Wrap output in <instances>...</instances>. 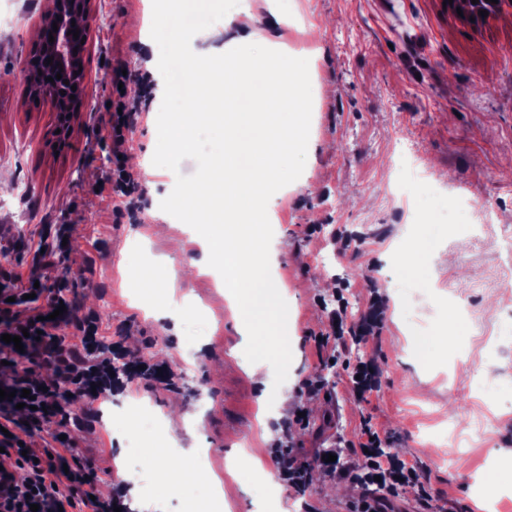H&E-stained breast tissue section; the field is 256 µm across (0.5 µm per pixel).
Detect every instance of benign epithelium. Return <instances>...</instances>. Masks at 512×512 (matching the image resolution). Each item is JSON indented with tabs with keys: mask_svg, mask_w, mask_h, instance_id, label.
Wrapping results in <instances>:
<instances>
[{
	"mask_svg": "<svg viewBox=\"0 0 512 512\" xmlns=\"http://www.w3.org/2000/svg\"><path fill=\"white\" fill-rule=\"evenodd\" d=\"M512 0H498L494 4L489 0H479L473 4L471 0H453V5L462 9L464 19L475 18L474 24L484 25L495 18L503 8V5ZM488 11V16L478 14V11ZM91 11V0H54L51 21L41 31L40 50L38 55L28 65L21 67L23 79L28 87L35 84L36 72L47 65V58H53L50 69L54 72L63 71V74L71 76V81L78 86L84 79L85 70L79 69L84 64L85 45L81 44L83 37L88 35V17ZM58 30H53V26ZM79 30L78 37H73L72 31ZM54 37V42H49V37ZM39 92L45 96L56 114L57 125L60 129L57 138L68 135L71 122L79 116L83 109L80 98L70 99L61 95L56 89L44 87Z\"/></svg>",
	"mask_w": 512,
	"mask_h": 512,
	"instance_id": "1",
	"label": "benign epithelium"
}]
</instances>
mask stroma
Returning a JSON list of instances; mask_svg holds the SVG:
<instances>
[{
    "label": "stroma",
    "mask_w": 512,
    "mask_h": 512,
    "mask_svg": "<svg viewBox=\"0 0 512 512\" xmlns=\"http://www.w3.org/2000/svg\"><path fill=\"white\" fill-rule=\"evenodd\" d=\"M23 21L0 29V179L13 196L28 185L32 199L0 207V273L35 277L36 246L53 224L70 227L71 297L80 314H95L99 332L118 335L123 350L171 364L173 387L140 380L111 398L72 406L69 433L77 456L90 459L85 493L96 496L111 475L102 459L131 444L172 436L179 445L207 449L208 472L223 476V503L207 483L187 484L167 496L165 512H255L258 486L225 476V459L244 452L262 460L283 502L309 512H352L357 484L309 471L304 496L283 482L268 445L274 428L304 411L307 425L288 430L289 454L308 464L338 441H358L363 421L428 474L442 512H478L475 484L489 468L508 498L495 512H512V271L503 287H471L469 280L497 266L499 225L512 226V7L474 30L446 11L441 0H248L234 7L196 50L258 42L309 61L312 118L303 173L270 199L275 262L271 275L285 289L293 359L280 391L287 410L269 409L266 441L256 416L265 387L249 371L231 310L214 280L198 274L202 254L193 230L172 220L168 237L142 239L175 180L139 184L137 223L121 216V198L106 176L131 154L153 155L163 91L155 79L158 50L140 23L143 0H92L82 93L85 108L66 147L46 141L54 116L27 93L20 73L39 42L51 0H10ZM287 15L280 23L276 14ZM126 71L154 82L125 95L137 110L124 141L106 137L113 89L108 79ZM411 141L429 169L412 182L407 165L392 164L401 141ZM322 230L307 236L309 225ZM359 234V252L343 251V237ZM134 259L160 272L171 315L159 319L137 284H122L120 266ZM346 285L349 318L365 309L370 287L383 299L381 335L349 350L372 360L381 388L358 400L333 346L317 348L328 332L333 293ZM464 336L433 353L430 337L451 326ZM206 352H199V344ZM320 380V395L297 394L300 379ZM157 418L143 438L132 439L119 413L129 401Z\"/></svg>",
    "instance_id": "35a3bbf8"
}]
</instances>
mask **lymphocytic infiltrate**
Instances as JSON below:
<instances>
[{
    "instance_id": "obj_1",
    "label": "lymphocytic infiltrate",
    "mask_w": 512,
    "mask_h": 512,
    "mask_svg": "<svg viewBox=\"0 0 512 512\" xmlns=\"http://www.w3.org/2000/svg\"><path fill=\"white\" fill-rule=\"evenodd\" d=\"M62 245H46L36 253L38 265L46 273L56 274V286L49 289L45 301L26 298L20 287V275L0 276V335L20 336L23 349L10 359L13 376L6 383L8 399L0 401V512H112L111 504L82 500L79 487L86 481L83 465H68L66 455L71 440H61L53 448H35L40 422L55 419L66 424L72 395L104 397L113 388L146 377L161 386H170L175 373L171 368L128 365L123 373H116L112 358V343L98 335L92 317H74L71 311H60L67 301L69 280L59 269L64 261ZM71 324L81 333V344L70 343L61 336L63 324ZM29 390V399H22L21 390ZM28 421L24 436H15L18 414ZM358 445L363 450L357 468L344 462H330L325 456L315 458L314 467L336 479L356 480L363 488L354 512H390L402 492L413 490L424 506L434 499L424 469L407 461L390 448L371 425H364ZM24 471V479H17V471Z\"/></svg>"
}]
</instances>
